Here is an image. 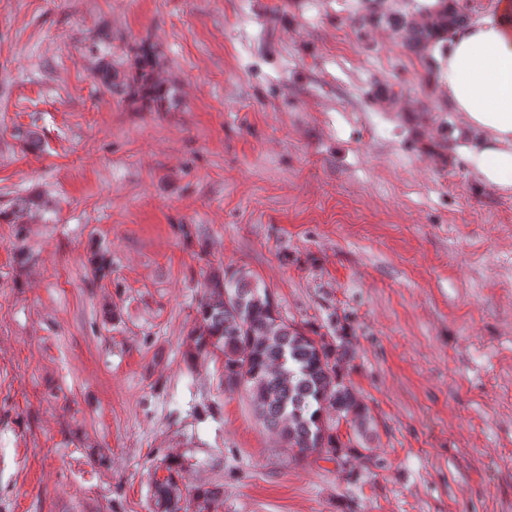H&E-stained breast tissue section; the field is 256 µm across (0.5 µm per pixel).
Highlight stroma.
I'll return each instance as SVG.
<instances>
[{"label":"stroma","instance_id":"1","mask_svg":"<svg viewBox=\"0 0 512 512\" xmlns=\"http://www.w3.org/2000/svg\"><path fill=\"white\" fill-rule=\"evenodd\" d=\"M362 12L0 0V512H152L172 463L223 485L209 512H512V195ZM143 42L161 107L97 75ZM228 267L345 330L374 428L358 480L296 460L191 356Z\"/></svg>","mask_w":512,"mask_h":512}]
</instances>
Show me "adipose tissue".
Returning a JSON list of instances; mask_svg holds the SVG:
<instances>
[{"label":"adipose tissue","mask_w":512,"mask_h":512,"mask_svg":"<svg viewBox=\"0 0 512 512\" xmlns=\"http://www.w3.org/2000/svg\"><path fill=\"white\" fill-rule=\"evenodd\" d=\"M441 85L467 134L464 158L480 182L512 192V0L449 29L435 47Z\"/></svg>","instance_id":"1"}]
</instances>
